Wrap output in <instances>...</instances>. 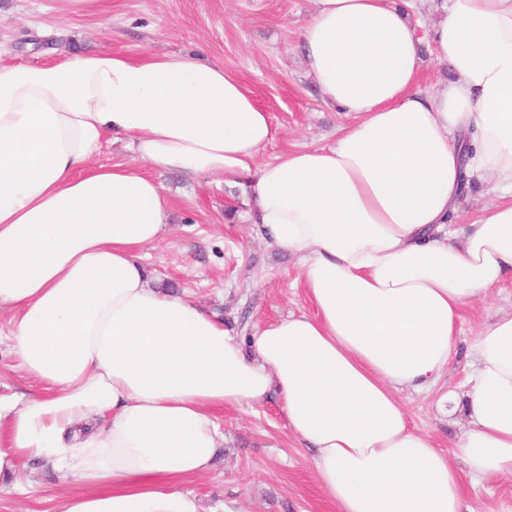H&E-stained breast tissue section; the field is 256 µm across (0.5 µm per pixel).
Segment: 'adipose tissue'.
Wrapping results in <instances>:
<instances>
[{
	"label": "adipose tissue",
	"mask_w": 512,
	"mask_h": 512,
	"mask_svg": "<svg viewBox=\"0 0 512 512\" xmlns=\"http://www.w3.org/2000/svg\"><path fill=\"white\" fill-rule=\"evenodd\" d=\"M298 49L348 121L330 147L261 156L276 130L223 65L101 50L0 65V312L36 386L0 396V477H66L60 512H201L231 407L282 402L336 512H464L512 478V313L468 349L452 454L399 395L431 390L461 310L512 275V0H316ZM449 76L421 86L422 53ZM134 161L91 165L111 139ZM244 179L251 221L295 258L311 310L240 337L159 287L142 248L172 203L154 175ZM496 201L458 233L461 176Z\"/></svg>",
	"instance_id": "1"
}]
</instances>
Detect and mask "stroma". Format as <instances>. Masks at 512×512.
<instances>
[{
  "label": "stroma",
  "mask_w": 512,
  "mask_h": 512,
  "mask_svg": "<svg viewBox=\"0 0 512 512\" xmlns=\"http://www.w3.org/2000/svg\"><path fill=\"white\" fill-rule=\"evenodd\" d=\"M108 8L105 14L77 15L58 11L55 0H0V62H51L99 50L197 56L238 74L270 112L277 135L265 158L291 146L335 144L345 117L322 101L295 48L314 0H109ZM158 180L174 209L164 239L142 253L150 270L185 299L220 314L237 336L306 311L301 291L293 287L294 258L276 250L252 224L244 189L176 172ZM498 311H512L511 280L492 289L485 302L462 310L459 355L437 387L400 395L411 425L438 450L451 452L466 425L464 409H452L445 399L469 372L461 352ZM220 420L224 442L214 468L191 485L207 512L221 502L229 512H333L319 493L308 452L288 432L279 401L251 412L227 409ZM15 480L38 485L39 492L22 498L10 487L0 488V512H57L66 490L57 473L31 462ZM464 498L467 512H512V480L465 485Z\"/></svg>",
  "instance_id": "1"
}]
</instances>
